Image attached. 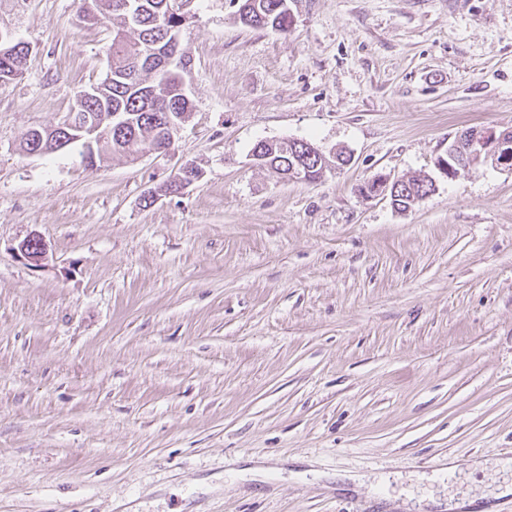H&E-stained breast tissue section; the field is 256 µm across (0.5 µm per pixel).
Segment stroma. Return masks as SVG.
Listing matches in <instances>:
<instances>
[{
    "instance_id": "35a3bbf8",
    "label": "stroma",
    "mask_w": 512,
    "mask_h": 512,
    "mask_svg": "<svg viewBox=\"0 0 512 512\" xmlns=\"http://www.w3.org/2000/svg\"><path fill=\"white\" fill-rule=\"evenodd\" d=\"M78 7L0 0L31 47L0 87V512H512V169L436 167L512 128V0H290L285 34L194 0L190 120L94 167L21 148L106 77ZM286 138L351 162L254 164ZM379 174L435 186L402 210ZM17 254L34 266H41L48 258V246L39 235L32 234L19 243Z\"/></svg>"
}]
</instances>
